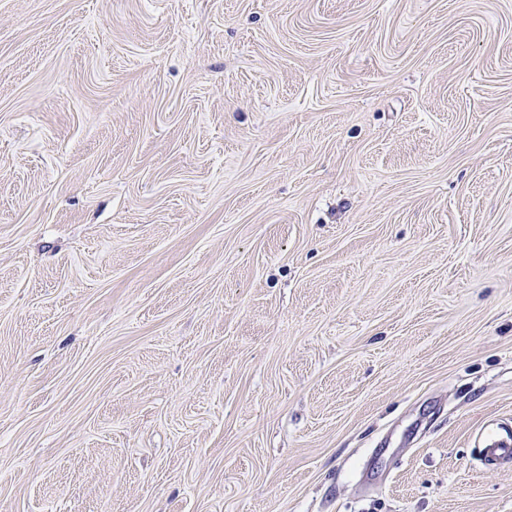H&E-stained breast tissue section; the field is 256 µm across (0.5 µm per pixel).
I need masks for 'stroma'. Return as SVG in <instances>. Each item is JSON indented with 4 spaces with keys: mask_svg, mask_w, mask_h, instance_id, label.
I'll list each match as a JSON object with an SVG mask.
<instances>
[{
    "mask_svg": "<svg viewBox=\"0 0 512 512\" xmlns=\"http://www.w3.org/2000/svg\"><path fill=\"white\" fill-rule=\"evenodd\" d=\"M512 0H0V512H512ZM485 460L500 467L512 466V435L493 439L484 448Z\"/></svg>",
    "mask_w": 512,
    "mask_h": 512,
    "instance_id": "1",
    "label": "stroma"
}]
</instances>
